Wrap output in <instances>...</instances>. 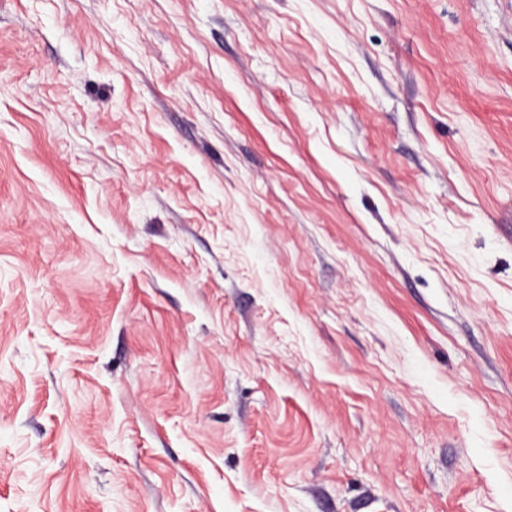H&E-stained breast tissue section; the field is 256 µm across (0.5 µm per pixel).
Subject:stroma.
I'll return each instance as SVG.
<instances>
[{"mask_svg": "<svg viewBox=\"0 0 512 512\" xmlns=\"http://www.w3.org/2000/svg\"><path fill=\"white\" fill-rule=\"evenodd\" d=\"M0 512H512V0H0Z\"/></svg>", "mask_w": 512, "mask_h": 512, "instance_id": "obj_1", "label": "stroma"}]
</instances>
